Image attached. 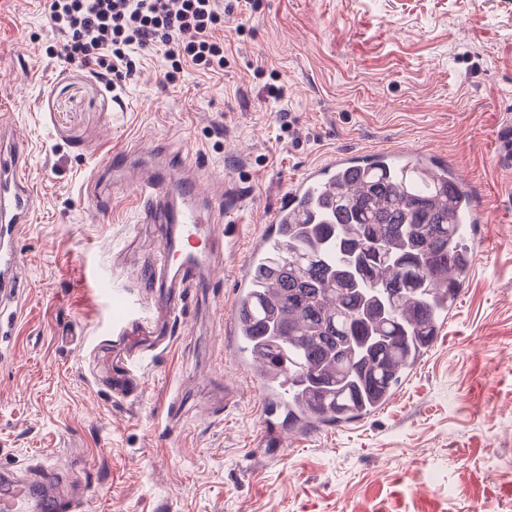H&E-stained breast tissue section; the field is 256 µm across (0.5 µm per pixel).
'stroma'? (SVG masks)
Masks as SVG:
<instances>
[{
	"label": "stroma",
	"instance_id": "stroma-1",
	"mask_svg": "<svg viewBox=\"0 0 512 512\" xmlns=\"http://www.w3.org/2000/svg\"><path fill=\"white\" fill-rule=\"evenodd\" d=\"M52 37L46 0H0V120L28 145L35 194L22 315L0 340L16 357L0 365V469L82 478L87 512H512V163L494 141L512 115V0H257L226 19L222 76L170 85L155 49L117 93L45 58ZM157 143L205 153L216 230L238 250L215 254L217 281L120 400L94 379L111 322L90 276L137 292L159 242L103 160ZM394 148L475 182L490 220L468 238L469 277L383 408L288 449L261 441L220 335L234 271L307 167Z\"/></svg>",
	"mask_w": 512,
	"mask_h": 512
}]
</instances>
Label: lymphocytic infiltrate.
Masks as SVG:
<instances>
[{"label": "lymphocytic infiltrate", "mask_w": 512, "mask_h": 512, "mask_svg": "<svg viewBox=\"0 0 512 512\" xmlns=\"http://www.w3.org/2000/svg\"><path fill=\"white\" fill-rule=\"evenodd\" d=\"M256 0H49L56 35L45 54L63 65L90 68L109 87L133 75L146 50L159 47L164 78L176 84L185 69L224 71V16L249 14Z\"/></svg>", "instance_id": "lymphocytic-infiltrate-1"}]
</instances>
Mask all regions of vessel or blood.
<instances>
[{
  "label": "vessel or blood",
  "mask_w": 512,
  "mask_h": 512,
  "mask_svg": "<svg viewBox=\"0 0 512 512\" xmlns=\"http://www.w3.org/2000/svg\"><path fill=\"white\" fill-rule=\"evenodd\" d=\"M157 160L140 168L133 183V196L140 205L139 218L158 225V258L147 272L141 273L142 288L154 295L162 306V321L144 318L139 304L128 298L112 299V327L116 340L102 361L109 365V390L113 397L132 395L138 384L137 366L144 348L160 347L171 335L170 321L186 313L189 289L212 283L210 256L216 248L227 247L229 237L217 236L208 224L207 214L214 198L203 178L193 176L197 165L193 154L167 159L162 148L152 150ZM27 148L13 131L0 125V335H11L19 317L17 303L25 288L21 276L22 256L18 238L34 214V195L23 173ZM354 159L339 153L308 168L293 180L277 209L270 215L271 234L260 235L249 253L248 262L239 267L235 282L238 293L250 287L249 262L266 248L283 244L284 225L290 215L301 211L310 199L329 197L340 172L353 168ZM254 374L260 401L263 433L278 436L273 415L285 402L278 387L272 386L273 370L269 362L250 356L242 363ZM83 488L71 485L62 489L58 474L48 468H36L20 476L0 472V512H83Z\"/></svg>",
  "instance_id": "obj_1"
}]
</instances>
